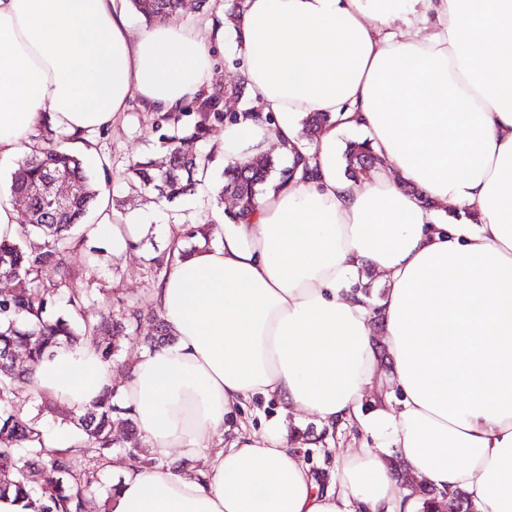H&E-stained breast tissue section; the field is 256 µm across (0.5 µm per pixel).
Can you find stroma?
Wrapping results in <instances>:
<instances>
[{"label": "stroma", "instance_id": "obj_1", "mask_svg": "<svg viewBox=\"0 0 512 512\" xmlns=\"http://www.w3.org/2000/svg\"><path fill=\"white\" fill-rule=\"evenodd\" d=\"M155 121L154 112L138 99H131L127 111L120 113L101 136L95 159L85 164L88 175L95 178L100 177L102 165H109L112 169V180L107 190L114 200L113 223L144 224L148 227L147 234L127 251L113 252L111 241L97 236L93 242L103 249L98 262L87 265L80 257H73L72 262L79 270L77 285L90 297L89 313H96L105 300L116 307L133 304L145 310L155 309L154 294L161 275L154 265L149 264V257L167 254L169 233L174 225L216 208L213 189L220 186L224 169L219 161L209 167V189L195 190L175 201L129 191L126 183L129 165L157 155ZM283 419L289 447L316 473L334 470L347 453L371 442L369 435L356 425L331 435L314 418H307L298 425L294 424L292 417Z\"/></svg>", "mask_w": 512, "mask_h": 512}]
</instances>
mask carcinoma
I'll use <instances>...</instances> for the list:
<instances>
[{
    "label": "carcinoma",
    "instance_id": "carcinoma-1",
    "mask_svg": "<svg viewBox=\"0 0 512 512\" xmlns=\"http://www.w3.org/2000/svg\"><path fill=\"white\" fill-rule=\"evenodd\" d=\"M146 21H164L177 13L182 0H130ZM242 93L231 81L202 90L177 112L156 113L158 150L169 166L162 170L151 160L136 161L129 167L127 185L137 193L153 191L174 201L195 190L206 176L211 157L199 144L218 125L224 124V99ZM232 123L237 119L228 120ZM68 137L58 135L43 122L37 144L15 163L11 172L10 198L24 204L28 223L20 225L12 239H0V277L17 282L18 288L0 294V497L8 492L22 503L24 512H107L103 494L112 487L103 482L104 469L113 452L123 448L128 457L142 461V443L131 411L117 401V393L106 390L87 411L74 416L66 407L27 391L33 367L52 358L62 346L92 338L95 351L112 364L118 346L116 336H140L154 348L172 341L158 314L143 313L135 307L118 312L112 301L103 303L98 314L88 316L87 294L77 287V271L68 259L81 254L86 264L100 258L101 248L88 244L87 233L79 226L88 218L92 204L100 195L97 181L91 178L82 157L67 147ZM302 160L296 155L293 165L278 167L271 156L248 163L224 167V181L217 205L230 193L243 218L255 209L260 196L274 179H292L293 166ZM347 177L362 180L379 162L368 142L351 141L345 150ZM54 176L66 177L76 185L75 193L63 205H52L45 195ZM224 220V210L189 226L186 237L215 238L216 225ZM65 301L67 315L56 314ZM126 416L129 431L124 442L112 436L114 418ZM63 430L72 437L74 448L49 450L44 445L45 427ZM84 458V467L73 464L75 456ZM41 480H31L32 473Z\"/></svg>",
    "mask_w": 512,
    "mask_h": 512
}]
</instances>
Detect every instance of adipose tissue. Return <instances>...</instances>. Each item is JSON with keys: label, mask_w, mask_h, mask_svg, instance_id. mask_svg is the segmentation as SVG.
<instances>
[{"label": "adipose tissue", "mask_w": 512, "mask_h": 512, "mask_svg": "<svg viewBox=\"0 0 512 512\" xmlns=\"http://www.w3.org/2000/svg\"><path fill=\"white\" fill-rule=\"evenodd\" d=\"M231 26L263 116L225 126L217 154L290 155L325 112L312 175L269 184L218 245L172 235L155 301L173 341L121 385L75 345L30 392L79 416L117 387L154 456L204 459L200 480L122 469L109 512H422L390 449L417 482L512 512V0H246ZM220 33L132 26L125 0H0V160L46 119L90 155L132 98L178 111ZM340 126L369 132V179L337 177ZM442 205L477 221L439 222ZM257 395L374 445L317 478L280 423L237 424Z\"/></svg>", "instance_id": "adipose-tissue-1"}]
</instances>
